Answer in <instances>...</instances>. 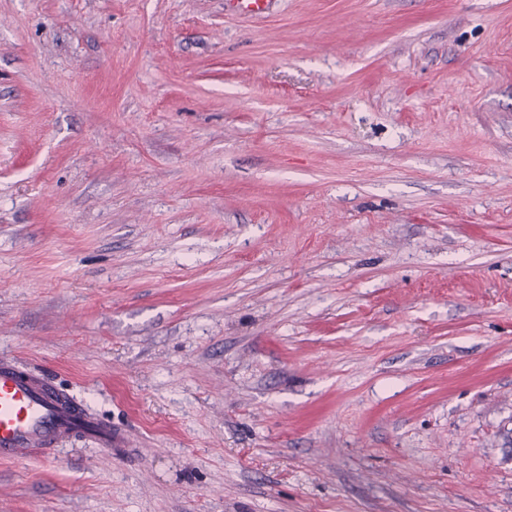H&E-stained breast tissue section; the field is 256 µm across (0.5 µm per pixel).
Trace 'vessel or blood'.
<instances>
[{
	"label": "vessel or blood",
	"mask_w": 512,
	"mask_h": 512,
	"mask_svg": "<svg viewBox=\"0 0 512 512\" xmlns=\"http://www.w3.org/2000/svg\"><path fill=\"white\" fill-rule=\"evenodd\" d=\"M81 434L106 449L123 444L109 420L78 408L44 374L0 360V460L31 455L47 459L62 442Z\"/></svg>",
	"instance_id": "1"
}]
</instances>
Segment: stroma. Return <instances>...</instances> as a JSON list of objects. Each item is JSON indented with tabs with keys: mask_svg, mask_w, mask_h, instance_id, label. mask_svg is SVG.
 Masks as SVG:
<instances>
[{
	"mask_svg": "<svg viewBox=\"0 0 512 512\" xmlns=\"http://www.w3.org/2000/svg\"><path fill=\"white\" fill-rule=\"evenodd\" d=\"M1 357L0 512H512V0H0ZM81 434L108 450L124 444L112 422L78 408L44 374L0 360V460L31 455L48 459L62 442Z\"/></svg>",
	"mask_w": 512,
	"mask_h": 512,
	"instance_id": "1",
	"label": "stroma"
}]
</instances>
